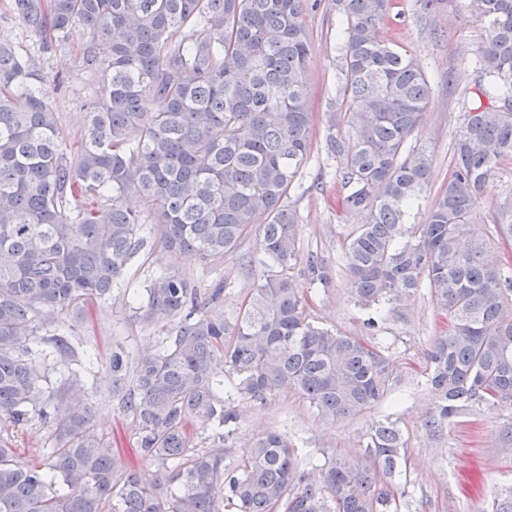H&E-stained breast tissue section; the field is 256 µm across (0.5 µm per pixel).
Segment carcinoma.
<instances>
[{
    "instance_id": "obj_1",
    "label": "carcinoma",
    "mask_w": 512,
    "mask_h": 512,
    "mask_svg": "<svg viewBox=\"0 0 512 512\" xmlns=\"http://www.w3.org/2000/svg\"><path fill=\"white\" fill-rule=\"evenodd\" d=\"M318 0H10L12 17L53 53L72 30L82 70L98 85L80 148H61L46 80L23 48L0 43V418L54 425L55 448L22 458L0 440V512H402L407 441L386 418L362 453L333 452L312 478L288 436L269 431L232 468L224 450L192 445L238 422L237 396L292 391L336 421L381 402L391 356L310 318L301 280L327 285L329 267L297 245L290 192L311 148L303 16ZM345 21L325 150L346 210L365 222L346 237L355 303L374 329L423 287L448 317L429 351L439 397L430 430L476 405L512 402V265L470 236L477 193L512 159V0H461L487 30L478 102L464 113L447 185L424 223L410 217L432 155L412 143L430 82L419 59L382 40L393 0H336ZM149 98L155 109L144 111ZM142 198L147 214L130 208ZM155 224L161 245L216 261L263 225L252 288L229 317L217 287L204 298L177 273L146 288L142 319L181 317L169 344L127 375L112 352V391L132 416L141 454L166 475L148 484L90 433L75 376L57 390L29 367L30 344L72 355L59 316L79 318L112 294ZM512 238V201L496 214ZM232 382L219 379L218 364ZM53 404V412L46 411ZM491 512H512V487Z\"/></svg>"
}]
</instances>
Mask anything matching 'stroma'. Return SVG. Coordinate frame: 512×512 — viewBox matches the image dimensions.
I'll return each mask as SVG.
<instances>
[{"label":"stroma","mask_w":512,"mask_h":512,"mask_svg":"<svg viewBox=\"0 0 512 512\" xmlns=\"http://www.w3.org/2000/svg\"><path fill=\"white\" fill-rule=\"evenodd\" d=\"M400 20L383 27L380 35L398 48L414 52L430 80V96L417 136L432 154L429 184L416 220H423L451 169L453 142L461 116L470 110L481 78V47L486 30L459 11L457 0H443L433 13L419 0H395ZM342 20L334 0H321L317 11L304 15L310 38L306 72L310 105L315 116L310 156L299 188L290 201L300 215L299 247L314 252L332 267L329 287L310 289V313L320 324L388 346L399 377L388 397L365 413L338 422L320 418L308 402L284 392L267 403L247 399L234 402L239 415L232 436L211 430L194 440L200 448H220L225 466H234L242 452L269 430L287 433L303 457L321 459L323 453L352 452L379 420L398 421L407 439L408 485L411 512H488L495 492L512 484V403L477 408L445 423L432 433L425 422L435 413L437 399L427 383V352L445 329L428 289H421L396 314H388L376 330L365 325L367 314L354 303L344 269V241L364 216L338 208L339 184L335 164L323 147L322 116L335 94L336 30ZM85 37L75 29L65 48L43 54L38 38L0 11V40L25 48L38 62L50 89L62 137L68 148L81 144L86 125L85 104L95 91L80 67L75 46ZM512 197V163H504L498 177L478 193L474 236L493 243L494 256H512V242L498 244L493 220L507 197ZM261 226H254L239 248L219 261L172 255L153 241L130 262L111 296L96 303L90 319L82 324L61 317L60 324L75 349L70 370L86 382L81 394L93 412L92 432L106 442L113 454L133 464L142 480L157 481L155 462L137 452L135 423L112 396V351L122 348L128 362L147 350L159 349L176 325L175 319L141 320L137 309L145 288L158 274L176 272L200 292L223 288L225 313L234 312L253 280L241 266L243 257H258ZM0 439L17 448L22 457L42 459L53 446L52 424L35 419L23 425L0 422Z\"/></svg>","instance_id":"1"}]
</instances>
